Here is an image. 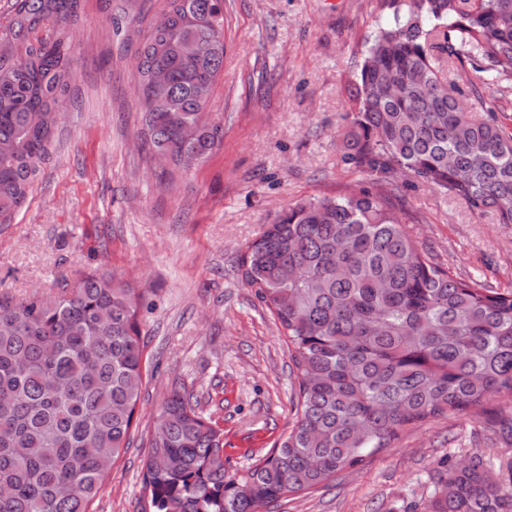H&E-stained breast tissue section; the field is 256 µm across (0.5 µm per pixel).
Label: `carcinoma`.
Returning <instances> with one entry per match:
<instances>
[{
	"label": "carcinoma",
	"instance_id": "cac0c4a2",
	"mask_svg": "<svg viewBox=\"0 0 512 512\" xmlns=\"http://www.w3.org/2000/svg\"><path fill=\"white\" fill-rule=\"evenodd\" d=\"M126 39L140 0H105ZM81 0H14L0 24V225L27 202L60 132ZM352 82L343 160L375 185L401 175L512 224V128L477 85L512 77V0H380ZM136 48L142 147L180 170L223 138L204 112L224 71V0H166ZM469 74L444 86L443 63ZM166 73L154 86L151 74ZM197 127L188 141L182 128ZM242 279L288 338L296 419L232 474L224 433L172 389L147 441L155 512H261L359 469L430 417L512 408V288L432 262L368 188L296 202L241 255ZM143 293L85 271L57 294L0 296V512H88L128 448L143 386ZM248 487L249 493L242 492ZM423 512H512V477L476 452L448 466Z\"/></svg>",
	"mask_w": 512,
	"mask_h": 512
}]
</instances>
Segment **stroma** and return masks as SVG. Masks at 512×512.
Wrapping results in <instances>:
<instances>
[{
  "instance_id": "stroma-1",
  "label": "stroma",
  "mask_w": 512,
  "mask_h": 512,
  "mask_svg": "<svg viewBox=\"0 0 512 512\" xmlns=\"http://www.w3.org/2000/svg\"><path fill=\"white\" fill-rule=\"evenodd\" d=\"M378 14V0H224V72L206 106L224 138L171 181L136 146L135 48L119 50L102 0H84L60 140L0 231V295L52 292L97 268L147 290L148 377L131 445L93 512H140L145 444L172 384L223 432L228 471L250 467L292 426L288 345L244 285L241 253L288 204L368 186L342 162L337 133ZM392 203L418 244L459 279L512 284V224L411 180ZM509 418L496 409L429 418L362 468L265 512H421L438 473L471 451L493 473L512 467V439L500 430Z\"/></svg>"
}]
</instances>
